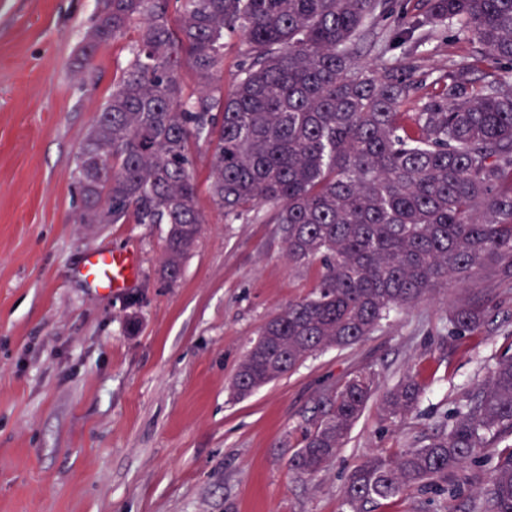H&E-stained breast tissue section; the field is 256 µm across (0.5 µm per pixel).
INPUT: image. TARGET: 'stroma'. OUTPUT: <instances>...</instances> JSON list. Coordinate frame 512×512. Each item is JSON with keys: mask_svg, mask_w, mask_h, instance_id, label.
<instances>
[{"mask_svg": "<svg viewBox=\"0 0 512 512\" xmlns=\"http://www.w3.org/2000/svg\"><path fill=\"white\" fill-rule=\"evenodd\" d=\"M99 0H0V512H346L347 474L367 458L431 434L461 392L512 355L509 317L490 332L449 336L448 287L391 314L358 344L309 358L238 399L231 382L263 323L316 285L318 268L285 256L280 225L225 223L207 193L205 222L182 275H159L162 224H80L71 171L129 58L127 41L78 53ZM456 21L416 57L425 82L471 64ZM135 251L118 292L82 276L99 249ZM139 330L127 335L126 320ZM377 375L336 458L314 476L288 465L325 391ZM420 372L417 413L389 427L382 391ZM460 496L409 492L376 512H467L489 467Z\"/></svg>", "mask_w": 512, "mask_h": 512, "instance_id": "obj_1", "label": "stroma"}]
</instances>
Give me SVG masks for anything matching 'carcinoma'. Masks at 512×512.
I'll return each instance as SVG.
<instances>
[{
	"label": "carcinoma",
	"mask_w": 512,
	"mask_h": 512,
	"mask_svg": "<svg viewBox=\"0 0 512 512\" xmlns=\"http://www.w3.org/2000/svg\"><path fill=\"white\" fill-rule=\"evenodd\" d=\"M397 13L395 41L449 20L478 44L476 64L416 97L414 49L391 64H360L351 46L394 14L393 0H103L80 47L133 35L131 58L84 137L72 177L79 224H164L162 279L175 283L204 217L197 155L206 145L207 191L227 221L282 225L288 261L319 265L313 291L288 303L251 342L233 379L251 395L305 360L352 346L390 313L453 284L450 335L496 323L491 292L512 288V0H426ZM244 61L224 92V36ZM196 78L184 94L183 62ZM376 390L364 371L319 400L314 430L289 459L313 475L345 445ZM419 373L382 396L381 420L418 410ZM447 429L347 475L351 512L408 491L456 497L469 467L494 462L469 512H512V356L498 359L446 414Z\"/></svg>",
	"instance_id": "1"
}]
</instances>
